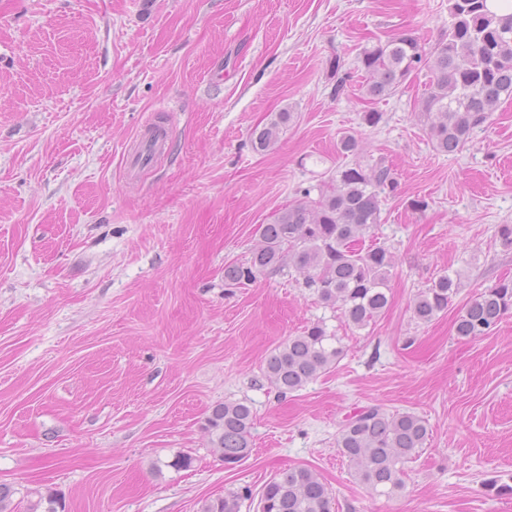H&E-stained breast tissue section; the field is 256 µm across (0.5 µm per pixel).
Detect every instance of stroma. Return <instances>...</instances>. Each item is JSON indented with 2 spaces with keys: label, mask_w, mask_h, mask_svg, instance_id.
Returning a JSON list of instances; mask_svg holds the SVG:
<instances>
[{
  "label": "stroma",
  "mask_w": 512,
  "mask_h": 512,
  "mask_svg": "<svg viewBox=\"0 0 512 512\" xmlns=\"http://www.w3.org/2000/svg\"><path fill=\"white\" fill-rule=\"evenodd\" d=\"M447 28L448 0H0V484L55 493L65 512H199L305 466L333 512H512L486 485L512 476V312L455 333L470 300L512 277L497 237L512 224V99L442 154L419 109L430 71L372 100L359 67L393 33L430 49ZM285 108L295 122L256 153L253 130ZM157 120L167 157L131 170ZM346 134L397 182L374 234L396 261L389 305L363 329L291 275L224 284L259 226L343 164ZM450 270L464 279L447 311L414 320L415 294ZM317 321L341 357L278 396L266 358ZM238 400L252 451L228 469L204 423ZM372 405L430 431L391 498L336 448ZM179 453L190 470L169 468Z\"/></svg>",
  "instance_id": "obj_1"
}]
</instances>
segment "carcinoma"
<instances>
[{"instance_id":"obj_1","label":"carcinoma","mask_w":512,"mask_h":512,"mask_svg":"<svg viewBox=\"0 0 512 512\" xmlns=\"http://www.w3.org/2000/svg\"><path fill=\"white\" fill-rule=\"evenodd\" d=\"M448 33L431 51L413 34L401 31L360 55L370 99L394 94L416 69L432 73L422 99L430 119L433 148L453 154L484 126L503 97L512 96V14L488 11L486 0H448ZM294 113L285 109L251 134L252 147L268 151L278 143ZM394 190L391 169L378 161L336 169L331 181L274 214L260 227V245L250 260L224 268L228 286L251 281L258 274L280 275L292 266L303 276L302 287L318 300L341 310L348 325L365 328L387 307L394 256L380 244L365 245L380 223L381 195ZM461 285V274H443L420 291L412 305L415 319L431 322L448 308ZM512 310V279H501L477 295L456 320L461 338L492 331ZM339 338L322 322L291 336L266 360L263 376L285 396L315 380L342 354ZM254 411L245 401L214 406L206 418L213 451L230 467L251 451ZM425 421L410 412L388 413L365 407L350 416L336 437V448L353 465L358 481L373 491L394 496L405 489L404 466L426 447ZM14 489L0 484V512H59L62 504L52 493L39 495L26 506L13 503ZM252 498L245 486L224 497L202 502L200 512H240ZM332 497L313 470L294 466L268 481L259 494L257 512H331Z\"/></svg>"}]
</instances>
